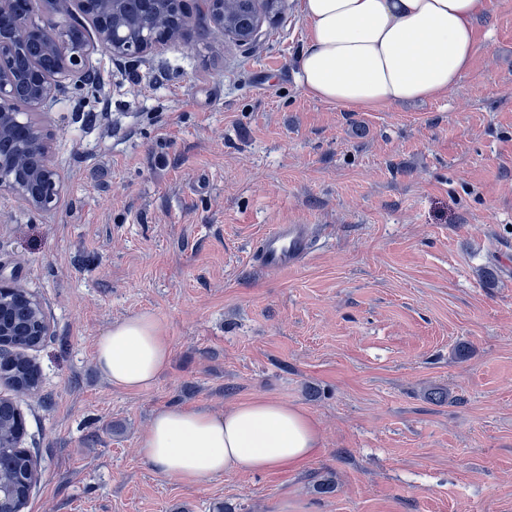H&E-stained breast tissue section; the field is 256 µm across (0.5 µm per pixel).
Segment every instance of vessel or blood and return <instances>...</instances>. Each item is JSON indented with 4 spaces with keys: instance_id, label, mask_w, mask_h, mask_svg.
Masks as SVG:
<instances>
[{
    "instance_id": "b4317fda",
    "label": "vessel or blood",
    "mask_w": 512,
    "mask_h": 512,
    "mask_svg": "<svg viewBox=\"0 0 512 512\" xmlns=\"http://www.w3.org/2000/svg\"><path fill=\"white\" fill-rule=\"evenodd\" d=\"M312 244L311 225H275L261 239L259 264L266 271L295 268L309 256Z\"/></svg>"
}]
</instances>
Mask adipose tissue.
Listing matches in <instances>:
<instances>
[{
    "instance_id": "ef3b65f1",
    "label": "adipose tissue",
    "mask_w": 512,
    "mask_h": 512,
    "mask_svg": "<svg viewBox=\"0 0 512 512\" xmlns=\"http://www.w3.org/2000/svg\"><path fill=\"white\" fill-rule=\"evenodd\" d=\"M306 44L297 81L319 101L349 110L447 95L476 55L475 23L486 0H303ZM160 321L138 314L97 343L98 370L115 387L149 388L170 362ZM313 418L272 398L221 414L169 406L157 411L141 456L159 474L189 481L303 466L318 451Z\"/></svg>"
}]
</instances>
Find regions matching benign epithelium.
<instances>
[{"mask_svg":"<svg viewBox=\"0 0 512 512\" xmlns=\"http://www.w3.org/2000/svg\"><path fill=\"white\" fill-rule=\"evenodd\" d=\"M203 13L224 28V0H198ZM39 14L20 13L14 0H0V141L11 142L10 153L0 155V196L22 201L34 211L57 208L65 190L63 175L55 162L50 140L34 120L51 111L64 94L85 92L82 76L100 55L117 65L142 63L160 47L185 42L195 35L184 0H172L176 16L156 13L151 3L135 27L122 12V0H42ZM79 12L92 27L95 37L79 38L64 27L59 17ZM279 11L270 8L259 16L243 45H254L263 23L273 22ZM38 39L55 65L45 72L36 64L25 71L11 67L10 53ZM34 305L35 335L46 336L50 322L42 302L14 278L0 274V309L13 298Z\"/></svg>","mask_w":512,"mask_h":512,"instance_id":"1","label":"benign epithelium"}]
</instances>
